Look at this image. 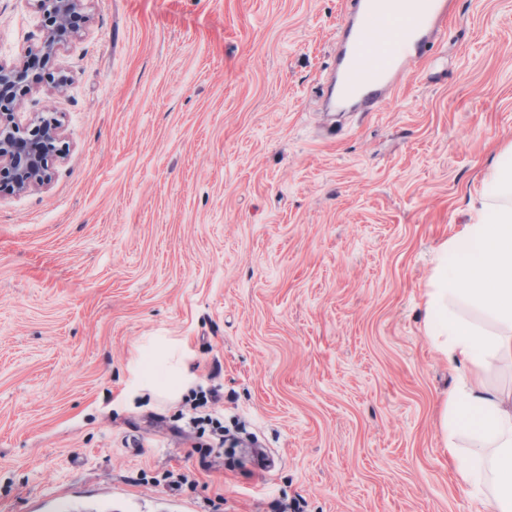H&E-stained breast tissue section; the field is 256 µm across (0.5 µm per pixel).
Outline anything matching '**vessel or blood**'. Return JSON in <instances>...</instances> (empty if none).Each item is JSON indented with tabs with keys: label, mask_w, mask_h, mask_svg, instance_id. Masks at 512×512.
Returning a JSON list of instances; mask_svg holds the SVG:
<instances>
[{
	"label": "vessel or blood",
	"mask_w": 512,
	"mask_h": 512,
	"mask_svg": "<svg viewBox=\"0 0 512 512\" xmlns=\"http://www.w3.org/2000/svg\"><path fill=\"white\" fill-rule=\"evenodd\" d=\"M452 0H348L326 105L375 111L446 28Z\"/></svg>",
	"instance_id": "b4317fda"
}]
</instances>
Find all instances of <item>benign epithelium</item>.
Masks as SVG:
<instances>
[{
    "mask_svg": "<svg viewBox=\"0 0 512 512\" xmlns=\"http://www.w3.org/2000/svg\"><path fill=\"white\" fill-rule=\"evenodd\" d=\"M45 18L40 45L28 55L52 54L73 36L70 16L83 0H37ZM26 65L0 63V181L17 190L43 186L49 179L48 158L57 153L62 124L52 113H39L29 124L15 120V109L27 91Z\"/></svg>",
    "mask_w": 512,
    "mask_h": 512,
    "instance_id": "7a95c632",
    "label": "benign epithelium"
}]
</instances>
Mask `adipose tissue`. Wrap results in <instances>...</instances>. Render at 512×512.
<instances>
[{"mask_svg":"<svg viewBox=\"0 0 512 512\" xmlns=\"http://www.w3.org/2000/svg\"><path fill=\"white\" fill-rule=\"evenodd\" d=\"M481 208L445 241L425 293V332L458 370L440 416L456 481L486 512H512V392L491 382L512 360V140L499 145L480 188ZM141 379L189 381L161 351L142 355Z\"/></svg>","mask_w":512,"mask_h":512,"instance_id":"1","label":"adipose tissue"}]
</instances>
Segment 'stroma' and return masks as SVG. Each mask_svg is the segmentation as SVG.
Returning a JSON list of instances; mask_svg holds the SVG:
<instances>
[{"label":"stroma","mask_w":512,"mask_h":512,"mask_svg":"<svg viewBox=\"0 0 512 512\" xmlns=\"http://www.w3.org/2000/svg\"><path fill=\"white\" fill-rule=\"evenodd\" d=\"M346 5L84 0L17 113L60 119L50 179L0 187V512H484L423 302L512 138V0H454L377 111L328 112ZM43 31L0 0V62ZM160 337L267 466L202 468L184 396L133 395Z\"/></svg>","instance_id":"1"}]
</instances>
